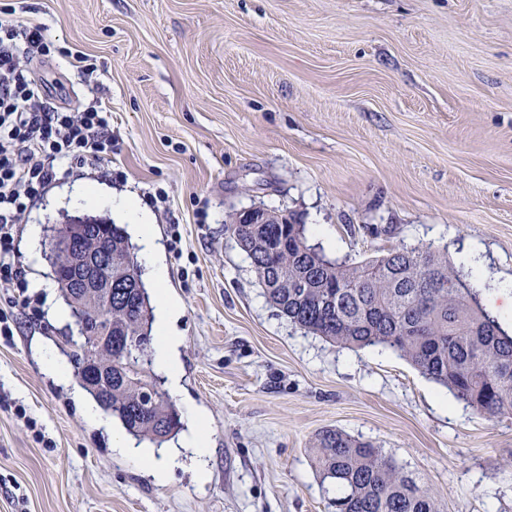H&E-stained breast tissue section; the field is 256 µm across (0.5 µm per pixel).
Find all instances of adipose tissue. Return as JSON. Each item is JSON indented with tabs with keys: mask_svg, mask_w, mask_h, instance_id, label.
I'll list each match as a JSON object with an SVG mask.
<instances>
[{
	"mask_svg": "<svg viewBox=\"0 0 512 512\" xmlns=\"http://www.w3.org/2000/svg\"><path fill=\"white\" fill-rule=\"evenodd\" d=\"M111 205L113 209L125 214L142 244L140 258L143 265L150 271L158 289L154 344L156 363L167 376L168 388L171 394L180 395L182 392V374L178 348L181 344V338L175 328L180 309L177 303L167 296L163 288L166 280L165 268L158 256L154 226L150 224L146 209L136 196L127 195L114 199Z\"/></svg>",
	"mask_w": 512,
	"mask_h": 512,
	"instance_id": "ef3b65f1",
	"label": "adipose tissue"
}]
</instances>
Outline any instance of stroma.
Here are the masks:
<instances>
[{
	"mask_svg": "<svg viewBox=\"0 0 512 512\" xmlns=\"http://www.w3.org/2000/svg\"><path fill=\"white\" fill-rule=\"evenodd\" d=\"M93 57L32 61L51 102L112 112V159L52 184L17 226L28 258L65 216L124 224L75 202L137 194L178 303L182 393L208 416L209 479L156 481L153 456L112 450L67 361L72 321L0 284V512H330L312 450L340 429L428 482L444 512H512V419L489 421L391 351L341 348L277 315L231 214H293L327 258L414 246L473 254L483 299L512 324V0H0ZM324 233H317L316 225Z\"/></svg>",
	"mask_w": 512,
	"mask_h": 512,
	"instance_id": "stroma-1",
	"label": "stroma"
}]
</instances>
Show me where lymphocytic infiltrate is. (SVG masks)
<instances>
[{"label": "lymphocytic infiltrate", "instance_id": "1", "mask_svg": "<svg viewBox=\"0 0 512 512\" xmlns=\"http://www.w3.org/2000/svg\"><path fill=\"white\" fill-rule=\"evenodd\" d=\"M41 24L0 19V282L19 281L14 232L29 204L53 182L112 153V113L92 101L69 110L51 103L26 65L70 58L81 78L95 68L86 54L58 46Z\"/></svg>", "mask_w": 512, "mask_h": 512}]
</instances>
